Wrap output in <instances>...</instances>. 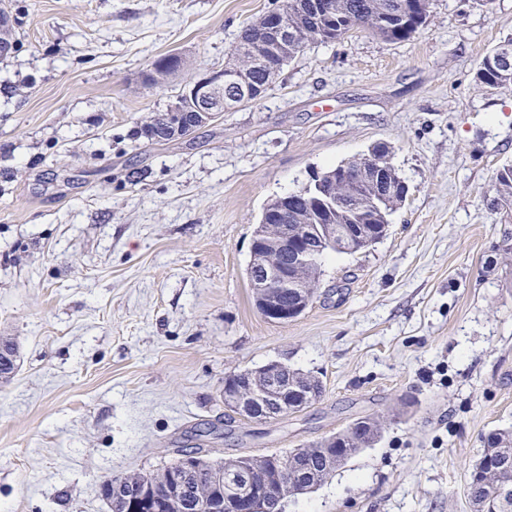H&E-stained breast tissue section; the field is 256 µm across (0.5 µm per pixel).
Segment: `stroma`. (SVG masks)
<instances>
[{"label":"stroma","mask_w":512,"mask_h":512,"mask_svg":"<svg viewBox=\"0 0 512 512\" xmlns=\"http://www.w3.org/2000/svg\"><path fill=\"white\" fill-rule=\"evenodd\" d=\"M0 61V512H109V476L178 449L285 452L380 418L372 447L285 512H470L485 437L512 426V260L497 170L512 88L476 72L512 40V0H433L425 30L312 45L255 103L185 136L138 130L223 68L272 0H6ZM191 66L151 85L150 63ZM409 186L387 236L329 254L286 323L246 275L263 206L373 144ZM278 361L322 396L275 421L230 416L224 380Z\"/></svg>","instance_id":"1"}]
</instances>
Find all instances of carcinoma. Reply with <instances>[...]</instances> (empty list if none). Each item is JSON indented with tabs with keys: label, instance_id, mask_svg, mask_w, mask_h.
<instances>
[{
	"label": "carcinoma",
	"instance_id": "1",
	"mask_svg": "<svg viewBox=\"0 0 512 512\" xmlns=\"http://www.w3.org/2000/svg\"><path fill=\"white\" fill-rule=\"evenodd\" d=\"M431 0H326V9L314 11L310 0H281L274 11L288 19V51L285 55L293 60L312 44H330L343 39L359 28L388 42L410 40L427 23ZM269 14L241 27L233 42L232 52L240 60L250 59L257 42L268 38L265 28ZM512 51V41L492 50L482 61L477 72V81L488 89L512 87V55L505 60L491 61L499 50ZM268 66L251 73L256 83L268 84L276 77L273 72L281 57L267 56ZM365 157L348 161V168L331 167L326 187L338 200L349 199L347 207L335 206L327 209L314 196L296 195L288 203V209L272 215L271 222L288 226L293 232L300 224H366L372 235L384 231L391 215L407 197L408 188L396 178L391 181V192L385 200L376 196L375 186L362 177ZM496 197L493 207L503 212L504 223L512 224V165H505L496 173ZM322 259H316L297 271L301 285L308 289L309 299H314L321 276ZM230 388H241L262 393L271 390L283 400L295 398L300 390L310 397V402L319 399L323 392L322 381L313 375L288 366L275 371L244 370L227 377ZM381 437V423L373 417H359L345 430L336 433V442L321 439L300 449L295 454L297 470L302 475L301 490L307 491L324 484L336 471L331 464L332 449L351 458L360 448L372 447ZM489 457L498 463V469L490 476L484 474L481 460ZM282 455L273 453L262 456H243L252 470L253 484L266 490L273 512H284L286 496L280 494L282 477L279 460ZM223 464H211L203 459L196 462H175L156 474L126 473L107 478L101 482L100 493L112 504V512H122L125 493L136 488L146 490L152 496L168 498L172 479L181 480L183 493L176 507L167 512H196L194 504L201 497L212 495L224 498V512H242L239 500L226 492V484L218 479ZM500 486L512 487V428L497 429L485 441L480 459L472 465L469 474V503L471 512H512V500L504 504L496 495Z\"/></svg>",
	"mask_w": 512,
	"mask_h": 512
}]
</instances>
